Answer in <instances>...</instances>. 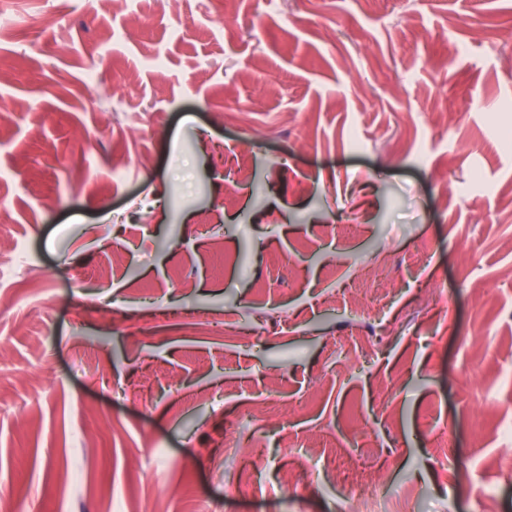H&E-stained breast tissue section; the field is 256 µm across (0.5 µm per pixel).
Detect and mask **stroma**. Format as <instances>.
Wrapping results in <instances>:
<instances>
[{
    "label": "stroma",
    "mask_w": 512,
    "mask_h": 512,
    "mask_svg": "<svg viewBox=\"0 0 512 512\" xmlns=\"http://www.w3.org/2000/svg\"><path fill=\"white\" fill-rule=\"evenodd\" d=\"M509 61L512 0H0L15 512H338L356 434L379 512H512Z\"/></svg>",
    "instance_id": "obj_1"
}]
</instances>
